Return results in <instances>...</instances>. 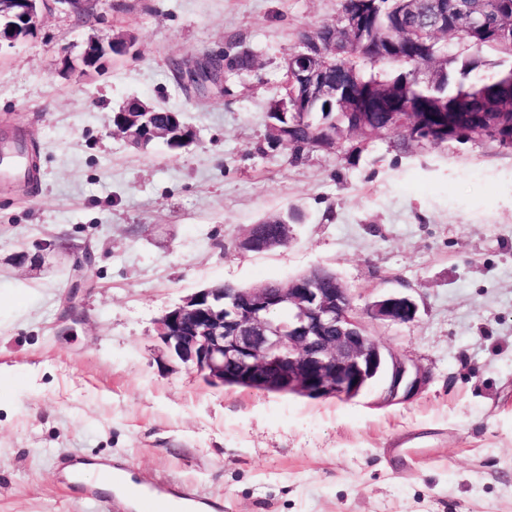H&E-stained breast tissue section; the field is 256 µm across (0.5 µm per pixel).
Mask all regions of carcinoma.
Wrapping results in <instances>:
<instances>
[{"label": "carcinoma", "instance_id": "obj_1", "mask_svg": "<svg viewBox=\"0 0 512 512\" xmlns=\"http://www.w3.org/2000/svg\"><path fill=\"white\" fill-rule=\"evenodd\" d=\"M373 2L377 8L366 35L346 34L335 49L326 50V77L338 87H349L354 96L380 84L403 89L413 102L422 131L408 127L395 106L352 113L337 102L325 100L308 111L302 108L297 112L295 87L284 85L281 98L267 112V141L291 151L294 160L332 134L339 143L347 133L367 141L384 131L397 134L404 149L430 133L436 144L466 138L512 149V129L498 126L494 118L485 115L504 93H512V15L500 10L498 0H487V21L481 31L454 13H437L430 0H420L409 19L398 17L401 0ZM449 35L457 39L460 48H448ZM485 52L498 56V69L476 76ZM222 59L228 69L254 68L248 53L232 58L225 54ZM432 64L440 66L441 80L436 84L420 81L421 71ZM297 220L298 213L289 208L249 226L244 234L269 250L284 247L282 225ZM224 385L278 391L269 382L249 381L231 368L224 369Z\"/></svg>", "mask_w": 512, "mask_h": 512}]
</instances>
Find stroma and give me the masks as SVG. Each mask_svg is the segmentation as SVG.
Listing matches in <instances>:
<instances>
[{"mask_svg": "<svg viewBox=\"0 0 512 512\" xmlns=\"http://www.w3.org/2000/svg\"><path fill=\"white\" fill-rule=\"evenodd\" d=\"M342 0H99L43 11L0 50V131L36 144L34 184L0 168V512H136L106 462L222 512H512V151L471 140L400 149L395 133L292 162L266 146L285 56ZM129 55L84 68L92 37ZM256 64L184 90L170 64L227 48ZM182 112L197 140L138 150L112 112ZM297 207L287 247L244 229ZM53 244L51 267L16 261ZM91 253L89 273L78 267ZM315 267L356 309L391 293L411 323H372L431 374L411 401L214 387L171 358L159 318L214 284Z\"/></svg>", "mask_w": 512, "mask_h": 512, "instance_id": "stroma-1", "label": "stroma"}]
</instances>
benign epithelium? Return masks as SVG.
I'll use <instances>...</instances> for the list:
<instances>
[{
	"label": "benign epithelium",
	"instance_id": "7a95c632",
	"mask_svg": "<svg viewBox=\"0 0 512 512\" xmlns=\"http://www.w3.org/2000/svg\"><path fill=\"white\" fill-rule=\"evenodd\" d=\"M70 12H90L95 0H0V49L26 41L35 32L42 10L50 3ZM456 10L475 26H482L479 0H460ZM365 25L364 14L345 12L334 30L353 34ZM129 39L97 37L82 54V64L98 69L106 56L125 55ZM285 74L311 98L332 100L336 86L324 78V44L317 38L301 40L284 60ZM191 84L224 80V68H214L206 57L184 66ZM168 124L131 127L127 136L144 141L163 138ZM320 274L285 288L253 287L236 293L233 316L224 317L208 302L219 304L230 288H205L185 297L157 322L160 339L180 362L202 375L212 386L224 385V366L240 367L247 379H274L284 388L306 397L351 400L373 390L376 403L393 405L418 396L429 374L417 362L380 346L370 335L369 323L406 324L417 306L408 296L391 294L359 314L349 288H317Z\"/></svg>",
	"mask_w": 512,
	"mask_h": 512
}]
</instances>
